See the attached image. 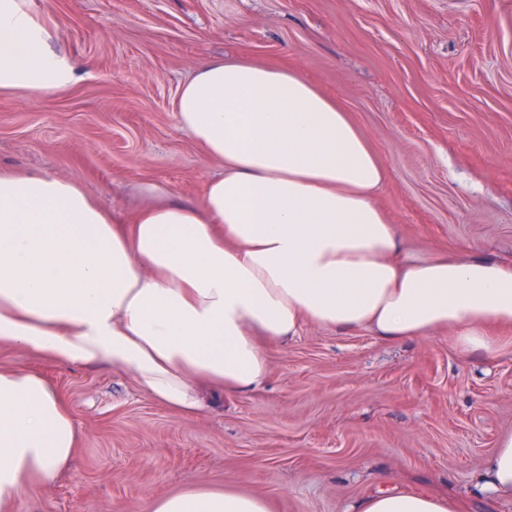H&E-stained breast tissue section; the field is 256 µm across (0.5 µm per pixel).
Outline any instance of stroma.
Returning a JSON list of instances; mask_svg holds the SVG:
<instances>
[{
  "mask_svg": "<svg viewBox=\"0 0 512 512\" xmlns=\"http://www.w3.org/2000/svg\"><path fill=\"white\" fill-rule=\"evenodd\" d=\"M83 67L66 90L0 93V169L78 183L117 215L144 184L199 202L219 166L181 129L179 87L204 58L289 68L336 98L388 171L376 196L419 257L512 262V0H32ZM35 369L81 428L56 484L17 512H146L196 486L274 512H349L398 485L458 512H512L480 478L512 431V344L493 358L447 335L384 343L310 325L270 355L259 390L198 416L167 410L130 372Z\"/></svg>",
  "mask_w": 512,
  "mask_h": 512,
  "instance_id": "stroma-1",
  "label": "stroma"
}]
</instances>
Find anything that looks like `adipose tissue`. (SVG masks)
I'll return each instance as SVG.
<instances>
[{"instance_id": "1", "label": "adipose tissue", "mask_w": 512, "mask_h": 512, "mask_svg": "<svg viewBox=\"0 0 512 512\" xmlns=\"http://www.w3.org/2000/svg\"><path fill=\"white\" fill-rule=\"evenodd\" d=\"M31 0H0V91L75 85ZM177 118L223 170L200 203L146 186L115 217L80 185L0 171V344L77 367L131 370L184 416L211 395L261 388L272 350L316 324L397 343L445 332L492 356L512 331V263L441 252L406 256L373 195L387 171L344 108L296 71L208 58L180 87ZM80 425L41 372L0 369V512L71 465ZM483 487L512 500V431ZM147 512H271L264 497L196 487ZM352 512H457L401 488Z\"/></svg>"}]
</instances>
